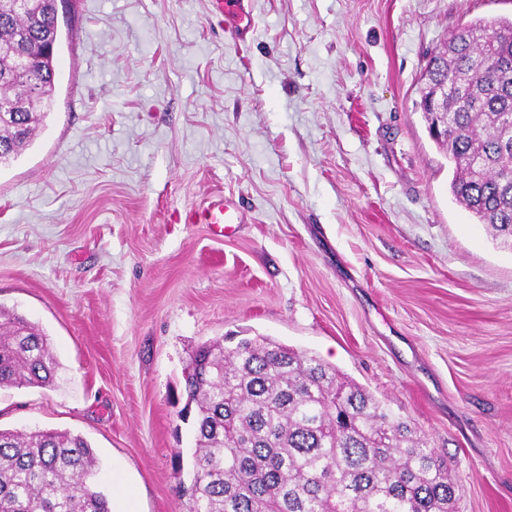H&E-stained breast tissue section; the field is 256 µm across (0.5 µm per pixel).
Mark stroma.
I'll return each mask as SVG.
<instances>
[{"label": "stroma", "mask_w": 512, "mask_h": 512, "mask_svg": "<svg viewBox=\"0 0 512 512\" xmlns=\"http://www.w3.org/2000/svg\"><path fill=\"white\" fill-rule=\"evenodd\" d=\"M59 0L53 110L0 168V305L52 386L0 428L82 435L138 512H187L184 372L233 332L318 355L451 463L456 512H512V250L450 192L417 106L430 54L512 0ZM224 197L225 237L192 224ZM248 4L249 0H209L211 13L232 20L240 40L246 38L251 28L252 13Z\"/></svg>", "instance_id": "obj_1"}]
</instances>
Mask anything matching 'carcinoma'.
Masks as SVG:
<instances>
[{
	"instance_id": "1",
	"label": "carcinoma",
	"mask_w": 512,
	"mask_h": 512,
	"mask_svg": "<svg viewBox=\"0 0 512 512\" xmlns=\"http://www.w3.org/2000/svg\"><path fill=\"white\" fill-rule=\"evenodd\" d=\"M53 0H0V167L50 111ZM448 84L450 191L512 250V17L463 24L430 56L420 98ZM205 343L185 380L196 405L189 512H455L448 460L386 402L335 366L267 337ZM45 332L0 306V387H47ZM80 435L0 429V512H112Z\"/></svg>"
}]
</instances>
